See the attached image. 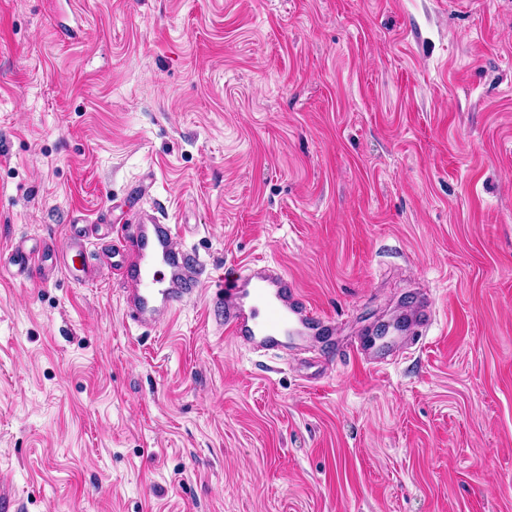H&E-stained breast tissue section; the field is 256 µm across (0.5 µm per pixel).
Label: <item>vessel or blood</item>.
<instances>
[{"mask_svg": "<svg viewBox=\"0 0 512 512\" xmlns=\"http://www.w3.org/2000/svg\"><path fill=\"white\" fill-rule=\"evenodd\" d=\"M90 234L87 228L71 230L65 248L57 252L16 241L7 254H0V270L11 269L13 277L27 280L51 260L70 282L84 283ZM112 234L116 245L105 263L121 286L132 321L155 328L162 316L196 299L202 271L192 251L176 249L174 225L144 218L113 225ZM218 293L225 335L261 352L279 353L292 337L320 340L336 331L335 320L317 311L295 278L270 263L235 266L219 280Z\"/></svg>", "mask_w": 512, "mask_h": 512, "instance_id": "b4317fda", "label": "vessel or blood"}]
</instances>
